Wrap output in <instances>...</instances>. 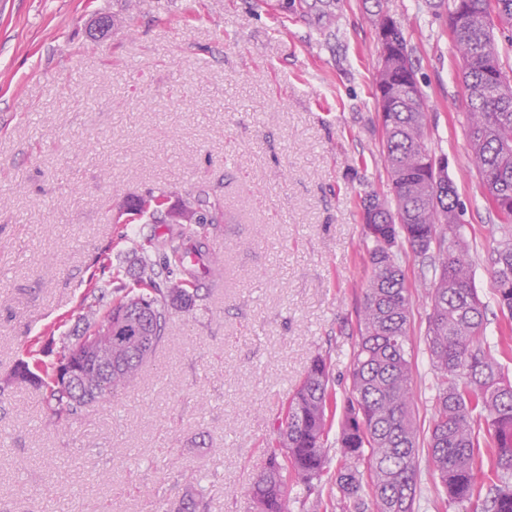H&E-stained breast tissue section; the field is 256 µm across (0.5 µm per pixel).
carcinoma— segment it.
<instances>
[{
  "mask_svg": "<svg viewBox=\"0 0 512 512\" xmlns=\"http://www.w3.org/2000/svg\"><path fill=\"white\" fill-rule=\"evenodd\" d=\"M445 10L468 107L466 134L487 198L502 223L512 226V68L503 56L512 45L497 43L495 29L512 26V0H426ZM389 43L403 51L397 66L377 70L378 105L389 194L373 191L362 199L370 271L364 291L360 340L350 370L351 400L344 408L337 442L341 461L336 485L353 512H414L420 432L412 414L414 372L410 316L412 294L399 253L408 247L431 259L433 280L427 349L435 373L428 452L447 500L469 502L473 512H512V379L501 360L512 361V336L496 351L482 346L485 307L475 288L471 251L463 238L457 194L430 193L432 156L426 140L424 93L414 94L407 39L394 21ZM166 193L150 191L131 201L153 224H179L166 240L147 238L131 273L133 285L91 284L82 315L84 327L59 339L56 361L34 373L23 361L15 373L45 388L46 408L56 425L70 427L92 404L118 397L166 339L172 311H190L201 300L199 274L218 278L221 258L211 250L210 231L223 223V206L189 193L179 209L162 214ZM491 269L495 299L512 318V243L494 250ZM145 308L147 350L130 343L114 354L112 370L82 356L81 342L96 335L112 316ZM331 364L316 356L300 386L289 396L276 437L267 444L265 467L251 495L256 512H291L290 488H315L325 473L326 442L336 413ZM123 372L119 379L115 372ZM80 372L93 387L80 390L68 376Z\"/></svg>",
  "mask_w": 512,
  "mask_h": 512,
  "instance_id": "carcinoma-1",
  "label": "carcinoma"
}]
</instances>
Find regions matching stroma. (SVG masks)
I'll list each match as a JSON object with an SVG mask.
<instances>
[{
    "label": "stroma",
    "instance_id": "stroma-1",
    "mask_svg": "<svg viewBox=\"0 0 512 512\" xmlns=\"http://www.w3.org/2000/svg\"><path fill=\"white\" fill-rule=\"evenodd\" d=\"M426 96L427 143L448 160L475 237L485 334L503 321L490 276L505 234L472 164L446 14L387 0ZM112 21L105 37L95 28ZM380 56L364 0H0V382L49 334L78 325L102 257L168 230L121 214L154 189L168 205L208 192L224 205L210 246L224 275L174 313L137 382L67 431L43 388L0 398V512H254L249 488L288 395L312 358L349 394L368 277L360 201L387 189L373 77ZM414 416L428 439L434 373L431 268L406 252ZM293 512L340 504L328 442Z\"/></svg>",
    "mask_w": 512,
    "mask_h": 512
}]
</instances>
